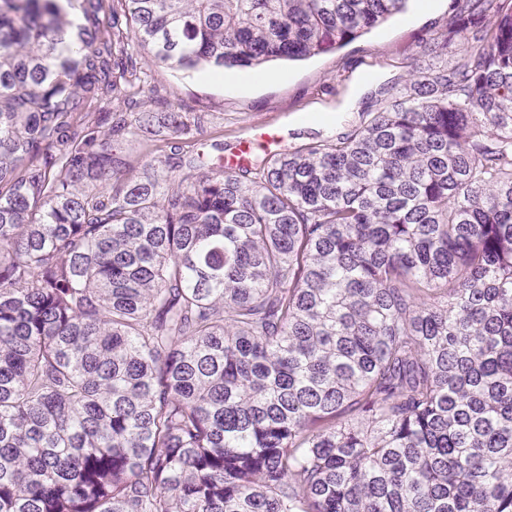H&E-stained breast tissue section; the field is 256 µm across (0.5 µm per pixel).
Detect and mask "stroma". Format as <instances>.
I'll return each instance as SVG.
<instances>
[{
	"instance_id": "1",
	"label": "stroma",
	"mask_w": 512,
	"mask_h": 512,
	"mask_svg": "<svg viewBox=\"0 0 512 512\" xmlns=\"http://www.w3.org/2000/svg\"><path fill=\"white\" fill-rule=\"evenodd\" d=\"M453 12L454 0H430L426 9L411 0L404 13L340 48L268 65L263 81L251 69L226 70L218 81L206 71L154 64L141 85L140 106L157 110L169 103L202 113L209 141L232 149L259 129L280 132L288 147H299L347 131L361 112L380 109L412 68L453 66L466 44L442 55L425 47Z\"/></svg>"
}]
</instances>
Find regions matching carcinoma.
I'll use <instances>...</instances> for the list:
<instances>
[{
    "mask_svg": "<svg viewBox=\"0 0 512 512\" xmlns=\"http://www.w3.org/2000/svg\"><path fill=\"white\" fill-rule=\"evenodd\" d=\"M408 2L0 0V512H512V0L236 169L194 112L87 111L140 47L255 70ZM128 135L170 153L128 177ZM89 112L94 114L100 119V129L102 133H107L112 124V112L117 106V101L112 99V94L98 97L89 102Z\"/></svg>",
    "mask_w": 512,
    "mask_h": 512,
    "instance_id": "carcinoma-1",
    "label": "carcinoma"
}]
</instances>
